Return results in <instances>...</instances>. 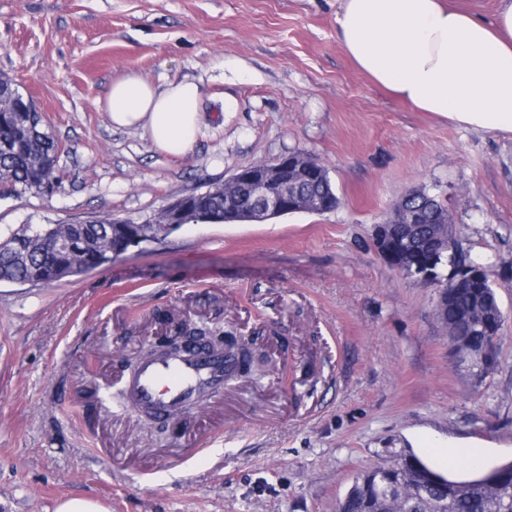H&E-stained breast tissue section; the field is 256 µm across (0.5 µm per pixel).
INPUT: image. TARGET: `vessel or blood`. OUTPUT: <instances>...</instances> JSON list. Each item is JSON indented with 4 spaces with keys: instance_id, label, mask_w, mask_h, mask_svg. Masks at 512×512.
Wrapping results in <instances>:
<instances>
[{
    "instance_id": "vessel-or-blood-1",
    "label": "vessel or blood",
    "mask_w": 512,
    "mask_h": 512,
    "mask_svg": "<svg viewBox=\"0 0 512 512\" xmlns=\"http://www.w3.org/2000/svg\"><path fill=\"white\" fill-rule=\"evenodd\" d=\"M232 368V358L205 349L142 358L125 382L128 404L159 417H177L202 393L223 391Z\"/></svg>"
}]
</instances>
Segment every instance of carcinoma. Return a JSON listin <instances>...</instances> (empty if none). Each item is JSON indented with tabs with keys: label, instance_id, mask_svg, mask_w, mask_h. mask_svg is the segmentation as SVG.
I'll use <instances>...</instances> for the list:
<instances>
[{
	"label": "carcinoma",
	"instance_id": "carcinoma-1",
	"mask_svg": "<svg viewBox=\"0 0 512 512\" xmlns=\"http://www.w3.org/2000/svg\"><path fill=\"white\" fill-rule=\"evenodd\" d=\"M48 132L34 135L27 113L0 112V172L22 194L31 189L49 191L60 181ZM73 245L59 250L42 240L49 227L23 224L0 242V282L51 285L103 265L112 244L128 233L145 234L151 224H114L110 219L69 226ZM503 313L489 278L481 288H461L448 305L446 327L484 343L500 335L483 318ZM512 512V464L505 463L467 479H452L413 455L401 456L387 467H374L357 476L337 505V512Z\"/></svg>",
	"mask_w": 512,
	"mask_h": 512
}]
</instances>
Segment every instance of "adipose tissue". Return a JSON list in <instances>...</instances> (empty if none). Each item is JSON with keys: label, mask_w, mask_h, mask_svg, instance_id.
Masks as SVG:
<instances>
[{"label": "adipose tissue", "mask_w": 512, "mask_h": 512, "mask_svg": "<svg viewBox=\"0 0 512 512\" xmlns=\"http://www.w3.org/2000/svg\"><path fill=\"white\" fill-rule=\"evenodd\" d=\"M336 37L356 69L411 109L473 130L512 133V0L493 21L462 0H340ZM197 84L157 86L129 73L98 104L113 126L148 131L188 157L201 130Z\"/></svg>", "instance_id": "1"}]
</instances>
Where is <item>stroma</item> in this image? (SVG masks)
<instances>
[{
	"mask_svg": "<svg viewBox=\"0 0 512 512\" xmlns=\"http://www.w3.org/2000/svg\"><path fill=\"white\" fill-rule=\"evenodd\" d=\"M338 0H0V78L62 145L54 192L0 191L22 224L143 220L237 169L301 151L331 212L188 224L88 273L0 283V512L86 497L110 512H336L362 470L449 442L512 460V134L417 112L373 86L336 38ZM135 72L202 93L189 155L114 127L97 101ZM448 197L488 260L504 325L474 384L449 355L435 285L372 235L409 190ZM179 323L252 337L278 369L209 397L187 422L142 418L121 375Z\"/></svg>",
	"mask_w": 512,
	"mask_h": 512,
	"instance_id": "1",
	"label": "stroma"
}]
</instances>
